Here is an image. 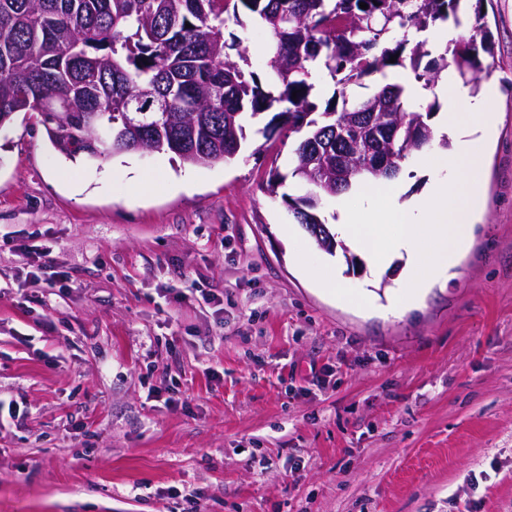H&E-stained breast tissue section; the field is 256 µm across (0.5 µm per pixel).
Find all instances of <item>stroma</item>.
Returning a JSON list of instances; mask_svg holds the SVG:
<instances>
[{"mask_svg":"<svg viewBox=\"0 0 512 512\" xmlns=\"http://www.w3.org/2000/svg\"><path fill=\"white\" fill-rule=\"evenodd\" d=\"M483 6L486 209L413 311L386 308L402 261L349 268L265 192L297 134L189 166L0 127V399L27 413L0 512H512V0ZM334 273L377 302L324 294Z\"/></svg>","mask_w":512,"mask_h":512,"instance_id":"stroma-1","label":"stroma"}]
</instances>
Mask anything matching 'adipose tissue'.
Wrapping results in <instances>:
<instances>
[{"label": "adipose tissue", "instance_id": "1", "mask_svg": "<svg viewBox=\"0 0 512 512\" xmlns=\"http://www.w3.org/2000/svg\"><path fill=\"white\" fill-rule=\"evenodd\" d=\"M435 91L447 101L443 123L455 140L452 150L420 159L433 174L425 192L406 202L397 183L369 182L357 207H337L336 235L361 250L373 267L404 259L400 289L388 298L404 312L416 309L431 286L448 275L485 207L486 148L495 128L490 107L497 87L490 83L471 94L450 70L442 73Z\"/></svg>", "mask_w": 512, "mask_h": 512}]
</instances>
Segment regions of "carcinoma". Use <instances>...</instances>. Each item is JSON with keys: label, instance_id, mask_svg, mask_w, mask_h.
Listing matches in <instances>:
<instances>
[{"label": "carcinoma", "instance_id": "1", "mask_svg": "<svg viewBox=\"0 0 512 512\" xmlns=\"http://www.w3.org/2000/svg\"><path fill=\"white\" fill-rule=\"evenodd\" d=\"M229 2L0 0V125L37 112L54 148L92 160L137 151L125 136L143 129L146 148L205 165L236 157L246 127L273 110L258 133L269 140L286 128L301 139L291 171L273 172L267 192L277 195L290 178L305 188L296 198L282 193L295 221L321 227L326 253L344 251L314 198L391 181L412 154L450 147L430 124L435 103H409L399 82L362 98L349 96V86L409 66L429 87L451 64L478 93L491 68L484 16L475 9L466 17L472 34L432 58L427 41L409 34L439 21L460 25L462 0H237L236 22L243 24L241 7L270 35L262 81L250 71L244 39L224 40ZM318 72L336 85L322 112L311 101Z\"/></svg>", "mask_w": 512, "mask_h": 512}]
</instances>
